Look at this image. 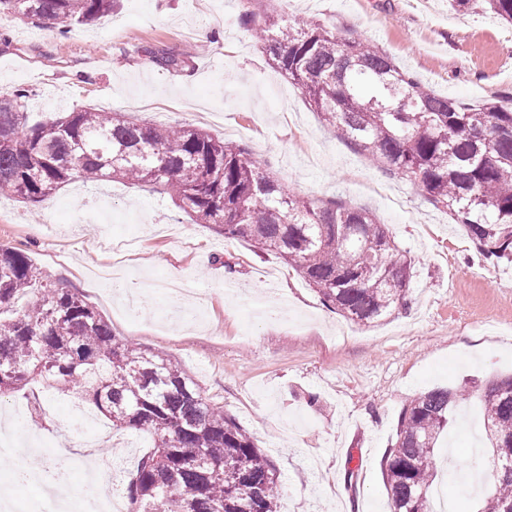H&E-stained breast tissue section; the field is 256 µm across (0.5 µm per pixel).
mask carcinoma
<instances>
[{"mask_svg":"<svg viewBox=\"0 0 512 512\" xmlns=\"http://www.w3.org/2000/svg\"><path fill=\"white\" fill-rule=\"evenodd\" d=\"M448 4L512 26V0ZM114 7L115 0H0V13L68 27L94 24ZM243 21L339 138L421 188L484 256L512 263V97L465 108L377 46L340 39L319 23L268 10L247 11ZM138 54L167 71L187 63L157 47ZM30 96L17 89L0 97V195L35 207L72 181L150 186L224 239L278 255L352 321L371 325L407 305L414 260L368 210L295 196L244 148L192 125L91 107L31 124ZM24 297L21 311L1 317ZM73 384L112 427L155 437L128 481L129 512H277L274 465L235 418L171 360L116 338L78 294L40 284L28 257L1 245L0 397L27 385ZM465 392L432 389L402 408L381 460L393 512H431L435 448ZM480 401L486 442L512 449V376L486 382ZM478 512H512V467L500 471Z\"/></svg>","mask_w":512,"mask_h":512,"instance_id":"cac0c4a2","label":"carcinoma"}]
</instances>
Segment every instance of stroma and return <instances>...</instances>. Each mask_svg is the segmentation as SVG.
<instances>
[{
	"mask_svg": "<svg viewBox=\"0 0 512 512\" xmlns=\"http://www.w3.org/2000/svg\"><path fill=\"white\" fill-rule=\"evenodd\" d=\"M297 22L386 51L440 95L472 107L512 95V27L448 0H264ZM250 0H121L66 38L0 14V94L32 92L34 121L95 107L135 119L190 124L246 147L284 189L372 211L409 251L408 307L362 326L324 304L299 272L271 253L225 240L179 216L172 200L122 182H73L37 209L0 197V245L23 250L43 276L93 306L118 338L176 364L211 403L252 435L278 471L280 512H392L380 461L399 414L436 387L512 375V265L484 259L446 210L338 138L300 89L271 67L242 16ZM154 45L196 47L177 71L134 55ZM46 416L9 422L20 454L0 459L44 470L53 440L74 455L89 438L69 401ZM452 450L479 484L456 473V512L490 492L491 455L473 458L478 395L458 408Z\"/></svg>",
	"mask_w": 512,
	"mask_h": 512,
	"instance_id": "1",
	"label": "stroma"
}]
</instances>
